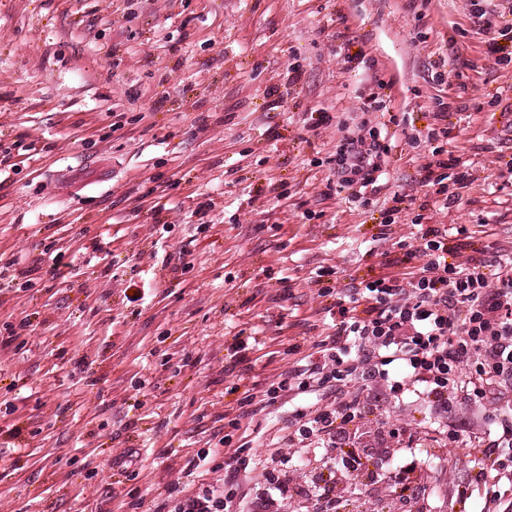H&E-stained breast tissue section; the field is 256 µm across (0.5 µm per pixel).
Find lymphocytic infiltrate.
I'll return each mask as SVG.
<instances>
[{
    "label": "lymphocytic infiltrate",
    "instance_id": "lymphocytic-infiltrate-1",
    "mask_svg": "<svg viewBox=\"0 0 512 512\" xmlns=\"http://www.w3.org/2000/svg\"><path fill=\"white\" fill-rule=\"evenodd\" d=\"M341 187L349 202L365 206L364 190L381 171V145L364 136L347 138L336 153ZM422 183L433 188L443 206L457 204L468 172L443 147H434L423 166ZM419 243L399 241L395 260L400 271L364 282L362 286L320 288L331 297L326 312L334 322L332 335L314 352L297 359L288 373L263 393L273 405L284 394L301 400L294 410L296 429L282 438L293 446L313 441L339 454L347 473L361 468L359 449L348 447L344 425L361 418L365 409L382 408L389 395L422 387L431 409L452 413L458 392L492 417L489 403L498 383L512 379V254H489L474 248L465 261L450 256L465 248L466 226L448 230L442 224H419ZM400 364L402 377L390 379L388 368ZM512 447V423L503 422L498 438L485 440L476 463L485 498L493 512H512V491L501 487L505 451ZM228 471L220 487L199 485L174 489L169 512H229L238 477L253 465L245 446L224 451ZM278 494L256 499L253 512H280L288 497L311 496L316 512H336L334 478H317L314 488L294 484L287 475L269 471Z\"/></svg>",
    "mask_w": 512,
    "mask_h": 512
}]
</instances>
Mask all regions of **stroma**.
Listing matches in <instances>:
<instances>
[{
  "label": "stroma",
  "mask_w": 512,
  "mask_h": 512,
  "mask_svg": "<svg viewBox=\"0 0 512 512\" xmlns=\"http://www.w3.org/2000/svg\"><path fill=\"white\" fill-rule=\"evenodd\" d=\"M498 35L512 51L506 0H0V268L21 273L0 288V512H157L175 484L223 485V456L186 463L235 420L233 444L281 448L292 404L240 402L333 334L319 268L335 289L396 273L419 213L512 251ZM438 111L471 175L448 209L421 183ZM370 127L388 151L358 207L336 151ZM474 409L459 401L452 443L424 395L389 398L348 442L421 460L426 504L382 479L338 495L485 512ZM282 450L291 477L333 469L314 445Z\"/></svg>",
  "instance_id": "1"
}]
</instances>
